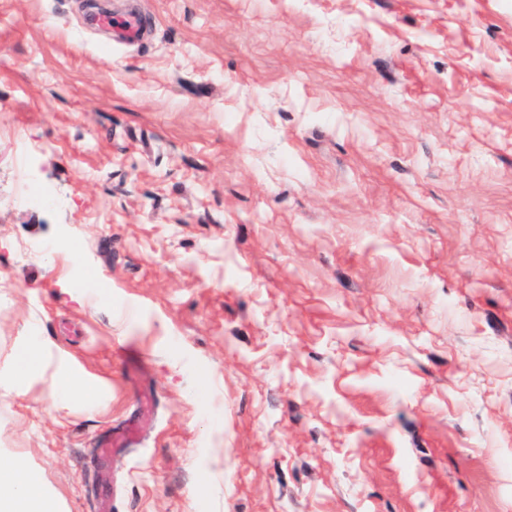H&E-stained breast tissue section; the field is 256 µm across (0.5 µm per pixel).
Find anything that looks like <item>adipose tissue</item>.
Instances as JSON below:
<instances>
[{
    "label": "adipose tissue",
    "instance_id": "adipose-tissue-1",
    "mask_svg": "<svg viewBox=\"0 0 512 512\" xmlns=\"http://www.w3.org/2000/svg\"><path fill=\"white\" fill-rule=\"evenodd\" d=\"M0 512H57L54 500L45 496L21 459L0 468Z\"/></svg>",
    "mask_w": 512,
    "mask_h": 512
}]
</instances>
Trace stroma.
I'll return each mask as SVG.
<instances>
[{
  "label": "stroma",
  "instance_id": "35a3bbf8",
  "mask_svg": "<svg viewBox=\"0 0 512 512\" xmlns=\"http://www.w3.org/2000/svg\"><path fill=\"white\" fill-rule=\"evenodd\" d=\"M18 458L60 512H512V0H0ZM94 24L99 29L112 32L116 43L131 45L142 41L148 21L144 14L129 11L100 14L94 19ZM46 348L39 339L32 338L20 351L17 361L11 366L13 375L19 380L29 377L40 365L43 354L47 353ZM62 383L54 391L55 401L61 405H71L76 402L87 400L89 396L97 392L96 385L76 373L70 363L63 362Z\"/></svg>",
  "mask_w": 512,
  "mask_h": 512
}]
</instances>
